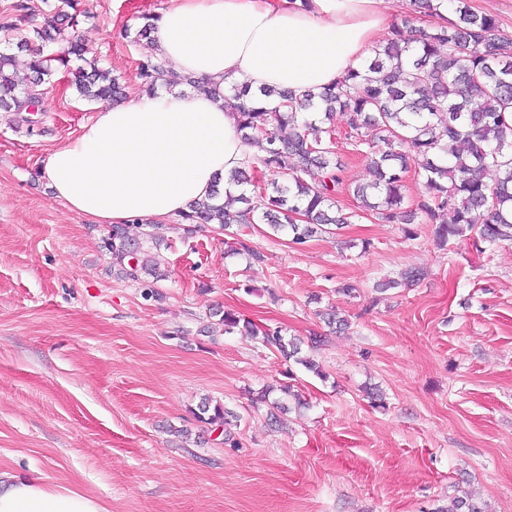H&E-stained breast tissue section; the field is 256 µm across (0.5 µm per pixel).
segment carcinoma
<instances>
[{
	"label": "carcinoma",
	"instance_id": "1",
	"mask_svg": "<svg viewBox=\"0 0 512 512\" xmlns=\"http://www.w3.org/2000/svg\"><path fill=\"white\" fill-rule=\"evenodd\" d=\"M448 19L434 27H418L411 12L392 26L390 36L372 49L371 56L335 85L302 98L285 90L262 88L257 93L234 82L211 94L238 115L241 138L257 148L230 182L237 193L217 202H197L180 215L183 224H216L231 237V250L259 257L236 224H264L274 235L285 234L301 245L318 232H331L351 222L357 213L342 212L337 195L346 191L375 218L388 224L411 225L419 215L435 225L438 244L466 233L474 245L491 247L512 241V125L505 112L512 109V35L495 18L475 11L470 0H446ZM45 23L16 43L25 53L23 68L11 48L0 49V109L19 114L39 108L46 81L81 56L77 30L79 0H42ZM29 0H17L14 12L0 17V30L19 31L30 19ZM70 84L80 97L113 103L127 97L119 76L96 64L70 72ZM138 92L153 95L166 87L196 85L160 59L137 63ZM348 116L349 137L356 150L370 159L375 181L367 186L344 179V166L334 150L333 116ZM321 171V179L305 176ZM416 170L424 194L412 205L403 194L406 175ZM495 172L493 182L486 180ZM143 225L114 224L103 239L112 265L134 280L156 283L167 271L142 250L135 231ZM224 332L236 330L259 340L317 375L312 359L299 356L300 347L272 326L258 327L231 312L220 316ZM194 418L230 437L228 426L239 415L220 402L204 398ZM435 512H487L471 497H455Z\"/></svg>",
	"mask_w": 512,
	"mask_h": 512
}]
</instances>
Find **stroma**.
Listing matches in <instances>:
<instances>
[{"label":"stroma","mask_w":512,"mask_h":512,"mask_svg":"<svg viewBox=\"0 0 512 512\" xmlns=\"http://www.w3.org/2000/svg\"><path fill=\"white\" fill-rule=\"evenodd\" d=\"M167 2L84 0L70 68L98 61L136 93L147 45L125 31ZM45 88L34 128L0 112V472L42 473L106 512H434L465 492L512 512V243L442 247L433 225L410 240L366 213L298 247L242 225L252 260L174 217L145 244L170 271L149 299L103 250L108 225L38 175L95 113L61 75ZM334 129L346 178L370 182L344 114ZM414 267L417 284L376 291ZM330 307L343 332L319 318ZM218 310L324 335L323 377L216 331ZM287 381L306 405L278 428L251 397ZM206 396L240 414L235 445L195 420Z\"/></svg>","instance_id":"obj_1"}]
</instances>
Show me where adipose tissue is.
Listing matches in <instances>:
<instances>
[{
    "label": "adipose tissue",
    "instance_id": "1",
    "mask_svg": "<svg viewBox=\"0 0 512 512\" xmlns=\"http://www.w3.org/2000/svg\"><path fill=\"white\" fill-rule=\"evenodd\" d=\"M391 0H168L150 53L190 74L191 93L138 94L98 105L77 137L50 151L42 175L70 210L102 224H159L205 199L215 177L254 152L237 116L209 90L224 81L295 96L358 68L387 28ZM0 512H105L42 478L0 476Z\"/></svg>",
    "mask_w": 512,
    "mask_h": 512
}]
</instances>
